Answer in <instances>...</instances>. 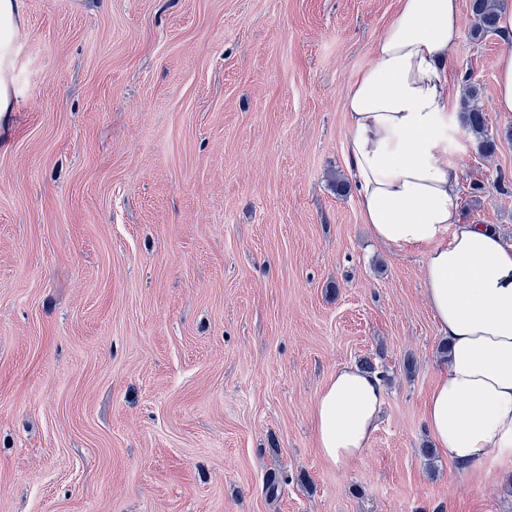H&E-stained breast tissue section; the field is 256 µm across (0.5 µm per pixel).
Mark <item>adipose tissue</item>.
Masks as SVG:
<instances>
[{
    "mask_svg": "<svg viewBox=\"0 0 512 512\" xmlns=\"http://www.w3.org/2000/svg\"><path fill=\"white\" fill-rule=\"evenodd\" d=\"M23 0H0V113L11 111L12 49ZM461 0H399L394 20L345 101V155L371 237L422 249L425 297L448 364L424 421L460 471L512 459V244L459 220L460 166L448 155V51ZM379 375L343 365L312 407L320 455L348 466L368 446L385 403Z\"/></svg>",
    "mask_w": 512,
    "mask_h": 512,
    "instance_id": "1",
    "label": "adipose tissue"
}]
</instances>
